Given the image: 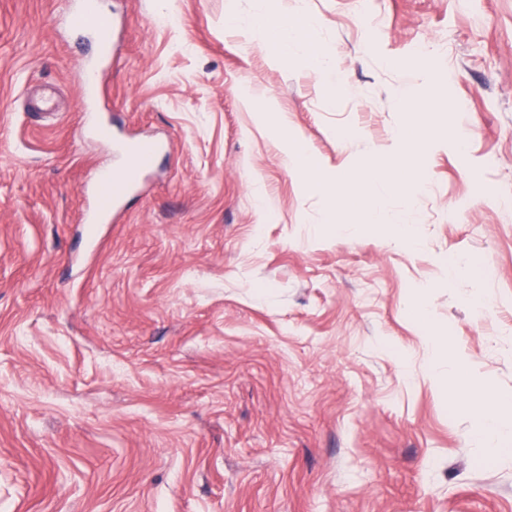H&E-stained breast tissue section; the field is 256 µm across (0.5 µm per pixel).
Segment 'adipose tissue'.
Here are the masks:
<instances>
[{"label":"adipose tissue","mask_w":512,"mask_h":512,"mask_svg":"<svg viewBox=\"0 0 512 512\" xmlns=\"http://www.w3.org/2000/svg\"><path fill=\"white\" fill-rule=\"evenodd\" d=\"M258 20L267 34L268 44L273 45L281 55L301 56L318 71L331 68V60L320 53L315 44L318 24L316 18L298 13L294 9L280 13L264 7L258 13ZM290 161L310 189L336 203L365 211L372 223L384 225L390 244H415L416 239L410 225L389 220L381 207L372 208L368 205L369 198L387 189L378 172L377 157L367 159L365 173H347L333 179L325 178L321 174L301 144H293Z\"/></svg>","instance_id":"obj_1"}]
</instances>
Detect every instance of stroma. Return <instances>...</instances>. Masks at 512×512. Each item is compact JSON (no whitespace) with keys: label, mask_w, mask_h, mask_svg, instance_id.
Masks as SVG:
<instances>
[{"label":"stroma","mask_w":512,"mask_h":512,"mask_svg":"<svg viewBox=\"0 0 512 512\" xmlns=\"http://www.w3.org/2000/svg\"><path fill=\"white\" fill-rule=\"evenodd\" d=\"M96 4L102 113L162 148L87 226L122 164L79 123L96 43L62 0H0V512H512V445L486 451L457 384L512 393V0H305L322 72L273 58L257 0ZM288 133L326 177L410 151L384 206L418 246L309 189ZM137 183L136 176L127 172L105 169L100 171L87 187L92 204L83 214L84 224H99L112 219V214Z\"/></svg>","instance_id":"1"}]
</instances>
